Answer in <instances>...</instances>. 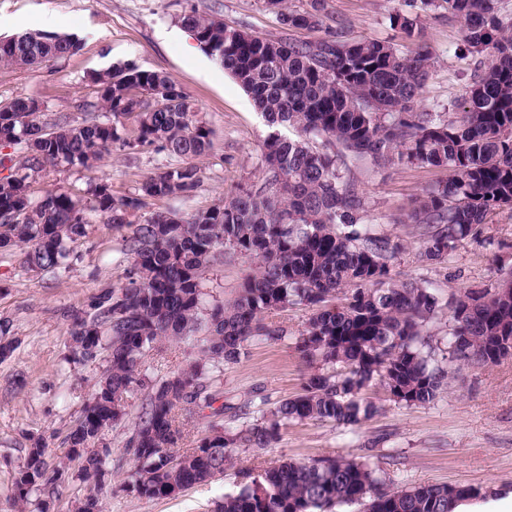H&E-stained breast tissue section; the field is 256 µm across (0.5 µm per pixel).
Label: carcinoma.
Masks as SVG:
<instances>
[{
    "mask_svg": "<svg viewBox=\"0 0 512 512\" xmlns=\"http://www.w3.org/2000/svg\"><path fill=\"white\" fill-rule=\"evenodd\" d=\"M288 33L322 25L321 0L311 10L292 11L268 0ZM465 22L471 52L491 54L448 119L417 112L414 102L429 76L430 57L408 55L390 42H351L338 31L316 40L286 35L262 38L192 10L181 26L196 33L199 47L248 93L269 132L260 147L262 178L227 200L186 219L156 214L126 239L130 259L125 282L90 297L66 313L75 362L106 354V370L90 402L63 440L65 457L78 462L77 477L89 491L78 512H102L96 488L109 448L102 436L127 415L130 394L148 389L130 446L135 470L126 489L165 499L224 473L236 448H267L290 421H332L355 427L375 411L362 390L379 379L393 401H432L445 372L423 334L438 308L424 282L397 285L390 263L403 244L362 222L365 199L344 176L346 161L375 164L395 159L422 167H445L453 175L423 192L410 215L420 226L426 261H440L473 226L494 210L512 207V19L496 0H421ZM80 42L40 31L0 42V66H32L74 54ZM97 89L92 108L102 116L48 123L27 111V99L0 102V148L19 149L22 159L0 156V252L26 248L29 266L58 273L84 236L87 214L112 215L126 224L146 197H180L199 182L193 159L210 145L211 130L196 117L188 96L169 75L133 63H117L90 75ZM135 116L137 135L123 137L122 119ZM291 127L297 137L282 135ZM154 146L180 158L147 177L138 194L117 199L109 183L92 179L89 202L69 191L34 195L29 179L46 167L67 164L94 170L113 145ZM25 176L18 177V172ZM249 256L257 271L233 302L214 305L201 318L205 271L225 256ZM495 291H467L454 306L448 362L495 365L507 354L500 338L512 337V275ZM344 292L341 301L336 294ZM312 310L296 349L310 364L301 392L261 413L235 433L213 421L196 447L175 449L195 410L216 401L210 375L240 358L253 340L287 335L267 317L289 307ZM206 327L201 358L177 374L152 381L139 369L147 351L162 340ZM340 365L343 373L322 372ZM64 468L49 471L46 444L36 441L17 472L14 498L31 503L61 494ZM472 485L428 484L387 489L369 465L326 457L286 462L254 473L240 472L239 489L215 503L214 512H333L363 503L365 512H455L477 498Z\"/></svg>",
    "mask_w": 512,
    "mask_h": 512,
    "instance_id": "1",
    "label": "carcinoma"
}]
</instances>
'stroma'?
Returning <instances> with one entry per match:
<instances>
[{"label":"stroma","mask_w":512,"mask_h":512,"mask_svg":"<svg viewBox=\"0 0 512 512\" xmlns=\"http://www.w3.org/2000/svg\"><path fill=\"white\" fill-rule=\"evenodd\" d=\"M193 8L257 36L276 38L283 33L267 0H0V39L48 27L81 42L76 54L62 59L25 68L0 67V100L32 98L47 115L63 113L79 121L85 117L82 104L96 99L90 75L129 62L169 74L211 129V146L197 161L198 187L182 197L147 199L137 213L141 221L158 211L188 216L208 209L261 178L260 146L269 129L237 81L201 48H189L179 18ZM407 11L404 0H325L322 28L298 32L297 37L314 40L339 28L349 40H386L409 53L427 50L433 66L415 109L456 112L479 63L490 56L470 54L463 19L449 17L442 9L423 12L420 34L407 36L392 22ZM167 161L150 147H115L96 171L69 167L40 173L33 191L38 196L53 188L78 194L96 175L111 185L114 196L127 197ZM349 176L364 194L365 222L406 245L391 262L393 281H427L438 297L440 309L427 332L437 359L446 358L456 300L466 290L494 287L512 272V209L496 210L443 262H425L419 258L420 230L408 214L416 196L447 180L448 169L404 162L358 164L351 166ZM131 232V227L113 226L110 217L90 215L63 273L28 267L23 251L0 252V339L14 345L11 357L0 362V512H17L13 480L36 439L46 443L50 464L64 460L60 438L74 425L106 367L101 356L69 362L65 313L85 307L100 289L123 282L125 239ZM255 268L253 258L237 255L207 269L202 282L205 305L233 300ZM310 314L304 306L273 314V321L287 328L288 340L253 341L238 361L214 372L212 387L219 391L221 404L243 410L237 417H225L226 428L244 429L254 423L261 404L274 407L300 392L309 368L294 339ZM203 338L199 332L165 342L163 352L143 357L142 371L154 380L177 373L194 360ZM363 394L377 411L359 426L315 420L288 423L270 447L237 449L222 476L175 497L152 500L121 489L134 465L127 446L147 397L146 391H137L128 399L124 421L105 436L111 455L99 492L103 510L210 512L215 500L237 490L240 471L324 456L368 463L390 488L436 483L512 491V357L492 366L455 363L437 397L425 405L394 402L377 382Z\"/></svg>","instance_id":"obj_1"}]
</instances>
